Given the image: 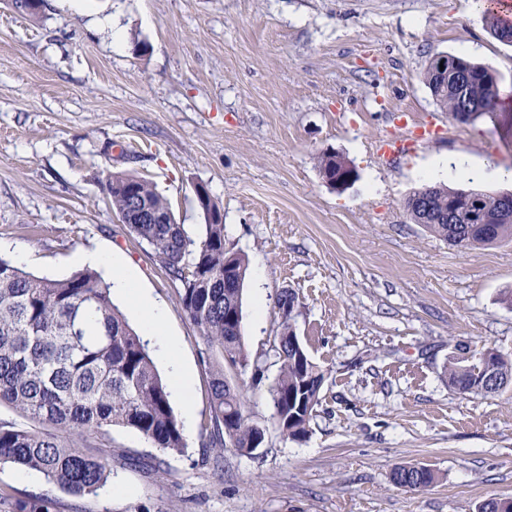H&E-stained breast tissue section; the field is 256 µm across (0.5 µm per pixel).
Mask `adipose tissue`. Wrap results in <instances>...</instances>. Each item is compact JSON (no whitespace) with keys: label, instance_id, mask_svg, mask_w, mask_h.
Here are the masks:
<instances>
[{"label":"adipose tissue","instance_id":"adipose-tissue-1","mask_svg":"<svg viewBox=\"0 0 512 512\" xmlns=\"http://www.w3.org/2000/svg\"><path fill=\"white\" fill-rule=\"evenodd\" d=\"M75 260L80 264L100 266L108 273L113 295L129 302L132 312L140 321L143 335L154 341L168 359L176 397L187 398L191 376L178 358L176 339L166 332L163 308L149 293L136 288L133 272L124 266L120 257L98 252H82L76 255Z\"/></svg>","mask_w":512,"mask_h":512}]
</instances>
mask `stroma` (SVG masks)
I'll return each mask as SVG.
<instances>
[{"instance_id": "1", "label": "stroma", "mask_w": 512, "mask_h": 512, "mask_svg": "<svg viewBox=\"0 0 512 512\" xmlns=\"http://www.w3.org/2000/svg\"><path fill=\"white\" fill-rule=\"evenodd\" d=\"M465 56L512 86V47L475 0H45L38 21L0 2V242L26 270L63 279L76 254L121 256L166 313L193 374L183 454L110 431L112 475L74 495L0 463V512L51 500V512H477L512 496V388L462 394L449 357L491 346L512 356V242L458 248L408 218L423 185L491 193L446 162L512 168V112L460 122L423 80L432 55ZM441 125L440 139L381 157L395 118ZM345 155V190L317 158ZM110 172L150 181L191 237L205 185L224 212L227 249L249 258L242 334L265 373L246 412L267 428L243 454L202 447L210 369L199 331L149 246L106 196ZM300 301L294 328L325 379L308 435L285 438L268 392L282 290ZM419 464L422 490L392 473ZM436 480L434 472L426 466L406 464L397 467L393 472V482L396 486L408 489H424Z\"/></svg>"}]
</instances>
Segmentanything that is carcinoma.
Masks as SVG:
<instances>
[{
	"label": "carcinoma",
	"instance_id": "obj_1",
	"mask_svg": "<svg viewBox=\"0 0 512 512\" xmlns=\"http://www.w3.org/2000/svg\"><path fill=\"white\" fill-rule=\"evenodd\" d=\"M491 33L496 38L512 33V22L489 8ZM466 81L463 101L453 82L441 80L426 68L425 84L437 106L461 122L479 117L494 119L502 105L501 85L488 67L456 57ZM318 169L329 181L339 176L335 155L318 156ZM148 203L167 220L165 224L128 225L145 241L171 280L180 303L197 326L210 367V433L204 448L230 446L251 453L249 445L261 437L245 411L246 383L230 382L228 371L251 374L250 384L263 378V361L247 349L241 329L224 321V309L242 308L243 289L224 287L228 266L243 284L249 261L246 255L224 247V224H213L204 213L203 236L192 239L179 224L168 202L151 183L124 172L108 174L105 189L120 218L131 210V195ZM429 219L422 220L416 200L405 210L416 224L451 246L478 248L512 240V213L499 210L500 194L473 189L429 185ZM480 210L499 229L489 236L486 225L475 224L471 214ZM274 342L278 373L271 386L274 424L280 433L300 440L309 432L324 382V372L308 353L295 358L303 343L287 320L279 323ZM501 380L496 387L484 382L482 366ZM448 387L461 394L494 395L512 386V358L492 347L478 358L448 359ZM49 426L37 430L0 420V462L36 471L48 483L75 495L97 493L109 480L112 448L109 430L132 429L164 454L186 448L182 426L171 403V392L160 376L148 343L129 324L112 301L111 285L99 273L84 268L64 279L27 272L0 256V405ZM235 420L224 422V413ZM97 452L89 453L87 449ZM436 480L426 466L406 464L393 472L396 486L424 489ZM478 512H512V497L489 496Z\"/></svg>",
	"mask_w": 512,
	"mask_h": 512
}]
</instances>
